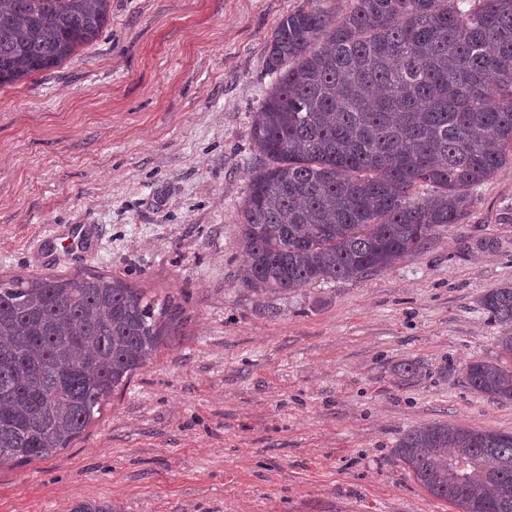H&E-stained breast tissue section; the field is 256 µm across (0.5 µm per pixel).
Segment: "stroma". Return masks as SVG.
<instances>
[{
  "mask_svg": "<svg viewBox=\"0 0 512 512\" xmlns=\"http://www.w3.org/2000/svg\"><path fill=\"white\" fill-rule=\"evenodd\" d=\"M304 4L112 0L92 44L0 87V279L114 275L183 319L69 447L0 470V512H457L398 439L512 431V403L464 382L499 354L480 298L512 284V164L392 267L280 296L240 280L268 44Z\"/></svg>",
  "mask_w": 512,
  "mask_h": 512,
  "instance_id": "35a3bbf8",
  "label": "stroma"
}]
</instances>
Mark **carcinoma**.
<instances>
[{
	"label": "carcinoma",
	"instance_id": "carcinoma-1",
	"mask_svg": "<svg viewBox=\"0 0 512 512\" xmlns=\"http://www.w3.org/2000/svg\"><path fill=\"white\" fill-rule=\"evenodd\" d=\"M111 8L0 0V87L70 59ZM266 67L275 82L251 127L266 163L240 228L241 280L257 294L392 266L512 158V0H350L341 14L308 0L278 22ZM480 305L500 326V362L473 360L465 379L511 403L512 284ZM179 314L100 273L0 280V468L68 447ZM394 455L459 512H512V432L434 422Z\"/></svg>",
	"mask_w": 512,
	"mask_h": 512
}]
</instances>
